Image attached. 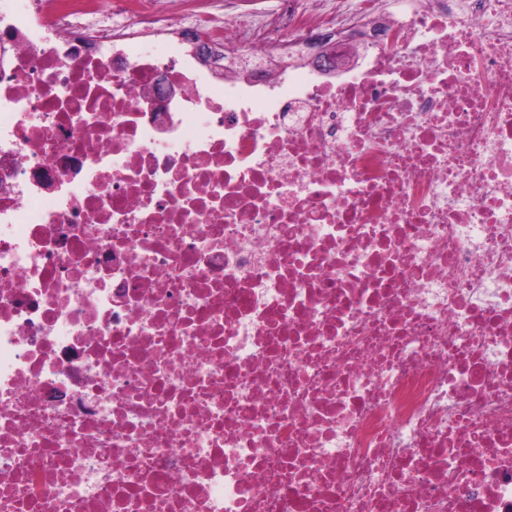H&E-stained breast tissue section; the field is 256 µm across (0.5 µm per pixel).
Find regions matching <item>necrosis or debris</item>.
Instances as JSON below:
<instances>
[{
    "label": "necrosis or debris",
    "instance_id": "4bbe7bcc",
    "mask_svg": "<svg viewBox=\"0 0 512 512\" xmlns=\"http://www.w3.org/2000/svg\"><path fill=\"white\" fill-rule=\"evenodd\" d=\"M230 2L0 0V512H512V0Z\"/></svg>",
    "mask_w": 512,
    "mask_h": 512
}]
</instances>
